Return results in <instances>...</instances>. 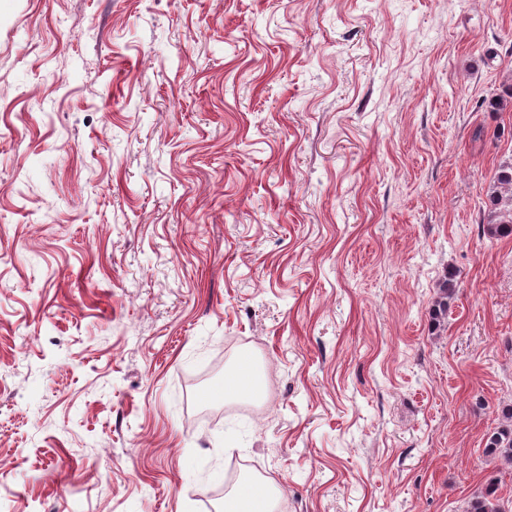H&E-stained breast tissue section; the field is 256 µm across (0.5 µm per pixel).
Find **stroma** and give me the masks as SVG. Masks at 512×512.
<instances>
[{"label":"stroma","instance_id":"obj_1","mask_svg":"<svg viewBox=\"0 0 512 512\" xmlns=\"http://www.w3.org/2000/svg\"><path fill=\"white\" fill-rule=\"evenodd\" d=\"M511 85L512 0H0V512H209L233 467L465 512L512 403ZM245 353L261 400L198 406ZM486 231L491 236L512 235V163L502 165L488 187ZM456 287L453 276L446 277L438 289L437 297L433 306V318L435 322L441 323V319L448 313V307L456 295Z\"/></svg>","mask_w":512,"mask_h":512}]
</instances>
